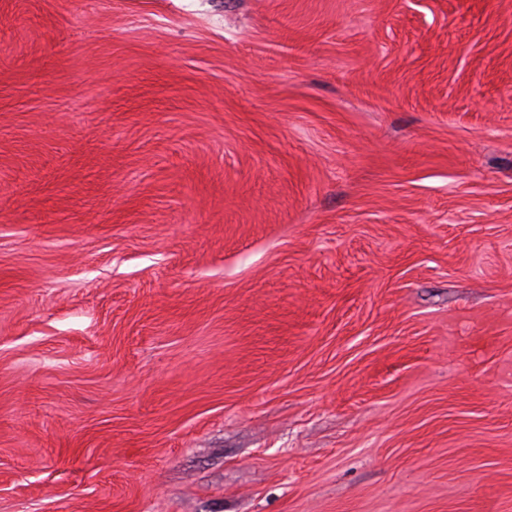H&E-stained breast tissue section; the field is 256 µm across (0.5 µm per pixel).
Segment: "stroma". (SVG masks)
Wrapping results in <instances>:
<instances>
[{
    "instance_id": "35a3bbf8",
    "label": "stroma",
    "mask_w": 512,
    "mask_h": 512,
    "mask_svg": "<svg viewBox=\"0 0 512 512\" xmlns=\"http://www.w3.org/2000/svg\"><path fill=\"white\" fill-rule=\"evenodd\" d=\"M0 512H512V0H0Z\"/></svg>"
}]
</instances>
